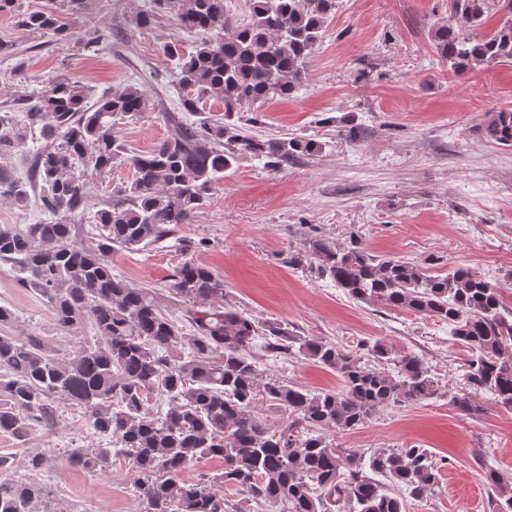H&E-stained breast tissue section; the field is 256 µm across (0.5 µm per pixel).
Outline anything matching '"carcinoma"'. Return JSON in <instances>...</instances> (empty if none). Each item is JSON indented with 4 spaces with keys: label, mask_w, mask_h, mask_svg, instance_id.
<instances>
[{
    "label": "carcinoma",
    "mask_w": 512,
    "mask_h": 512,
    "mask_svg": "<svg viewBox=\"0 0 512 512\" xmlns=\"http://www.w3.org/2000/svg\"><path fill=\"white\" fill-rule=\"evenodd\" d=\"M153 2L136 16L137 27L170 12L184 30L201 35L188 55L164 46L178 60L183 109L198 112L200 96L216 91L224 121L170 115L168 135L133 152L114 127L145 110L146 91L129 85L91 103L65 79L19 98L22 117L0 113V157L30 161L25 181L0 167V200L49 216L22 229L0 226V265L41 298L55 335L70 339L62 350L38 331L0 336V431L25 441L35 429L56 432L62 409H81L107 445L69 448V463L96 472L114 457L129 460L139 476L141 512H236L226 489L247 493L266 512H406L405 497L419 500L441 484L427 450L383 448L366 457L336 447L323 431L351 430L385 405L436 395L438 383L422 358L376 341L367 346L371 367L335 344L226 308L224 279L191 258L172 283L178 297L199 304L188 311L187 333L110 263L114 251L161 243L191 223L239 156L277 169L312 154L309 140L242 134L233 114L298 91L337 0H252L246 21L224 0ZM84 9L85 0H49L17 24L29 35L61 39V15L77 19ZM494 9L504 15L493 33H468ZM448 11L431 38L453 70L512 60V0H448ZM483 133L512 148V110L494 113ZM117 164L130 166L132 179L96 198L94 186ZM86 215L97 231L91 245L74 224ZM293 261L318 264L357 302L448 324L453 341L469 349L465 385L512 410V310L497 285L463 268L434 276L420 264L357 245L340 248L318 235ZM259 336L269 337L271 352L298 353L336 371L341 389L313 392L263 376L251 351ZM264 398L288 411L287 426L274 431L256 417L253 405ZM202 458L222 460L223 471L187 478ZM51 463L43 451L27 452L24 475L0 480V512H62L44 480ZM486 479L498 496L496 512H512V483L497 470Z\"/></svg>",
    "instance_id": "obj_1"
}]
</instances>
